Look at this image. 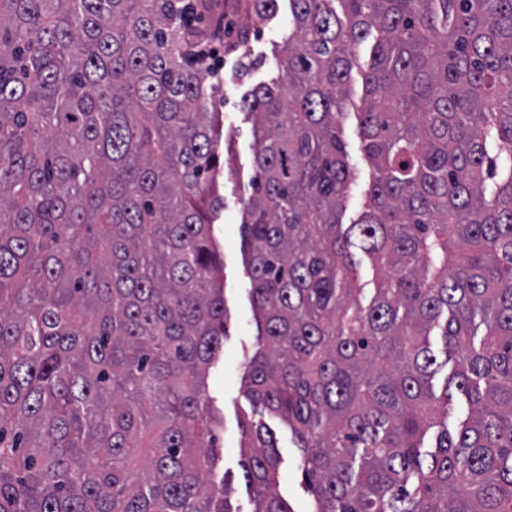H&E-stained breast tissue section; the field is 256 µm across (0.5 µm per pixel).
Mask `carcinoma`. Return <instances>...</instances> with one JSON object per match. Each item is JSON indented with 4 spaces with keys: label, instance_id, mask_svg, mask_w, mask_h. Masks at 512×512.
I'll return each instance as SVG.
<instances>
[{
    "label": "carcinoma",
    "instance_id": "cac0c4a2",
    "mask_svg": "<svg viewBox=\"0 0 512 512\" xmlns=\"http://www.w3.org/2000/svg\"><path fill=\"white\" fill-rule=\"evenodd\" d=\"M215 2L0 0V512H238L205 383L219 84L188 23ZM226 2L245 58L279 0ZM288 3L242 101L252 413L288 424L316 512H512V0ZM355 73L372 178L344 224ZM453 390L469 413L426 450ZM240 427L253 512H294L275 432Z\"/></svg>",
    "mask_w": 512,
    "mask_h": 512
}]
</instances>
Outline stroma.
I'll list each match as a JSON object with an SVG mask.
<instances>
[{
    "instance_id": "obj_1",
    "label": "stroma",
    "mask_w": 512,
    "mask_h": 512,
    "mask_svg": "<svg viewBox=\"0 0 512 512\" xmlns=\"http://www.w3.org/2000/svg\"><path fill=\"white\" fill-rule=\"evenodd\" d=\"M292 31L289 5L287 0H281L278 11L252 40L248 55L249 69H241L235 58H224L222 82L215 95L214 109L220 120L218 150L227 153L228 163L221 168L215 180V189L224 198V209L214 220L212 235L222 262L224 299L230 319L224 348L209 370L207 384L213 403L224 421L220 433L223 452L217 470L229 474V495L238 512H252L254 508L242 477V456L239 452L241 433L237 421L252 415L250 403L242 392L241 377L245 357L256 348L257 334L249 297L246 247L240 234L243 203L253 192L254 140L251 118L240 109L239 102L254 85L277 77L276 60ZM342 138L348 162L356 175L343 215L344 223L348 224L356 220L363 210L371 175L355 113H348L344 118ZM267 423L276 433L281 457L279 493L288 499L294 512H314L315 502L303 487L299 468L300 451L294 445L290 430L275 417L268 418Z\"/></svg>"
}]
</instances>
